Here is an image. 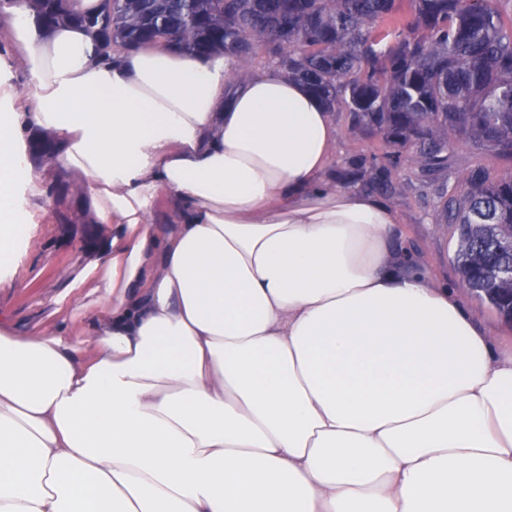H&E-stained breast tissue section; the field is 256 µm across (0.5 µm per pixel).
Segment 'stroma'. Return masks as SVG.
Here are the masks:
<instances>
[{
    "instance_id": "35a3bbf8",
    "label": "stroma",
    "mask_w": 512,
    "mask_h": 512,
    "mask_svg": "<svg viewBox=\"0 0 512 512\" xmlns=\"http://www.w3.org/2000/svg\"><path fill=\"white\" fill-rule=\"evenodd\" d=\"M333 116L337 127L336 152L328 177L337 184L366 191L365 179L350 178L351 160L360 155L384 160L393 156V178L401 185L399 192L385 196V203L398 212L404 232V245L430 267L436 279L456 289L461 301L495 336L500 346L512 350V325L506 323L486 304L465 288L459 269L452 260L457 243L454 225L445 221L443 204L464 193V179L470 169L483 167L497 177L512 176V161L469 144L457 143L448 166L430 176H422L410 160L408 149L388 144L381 135L355 124L349 112L336 107ZM36 223L25 243L23 261L6 281L0 282V318L20 327L34 329L60 323L51 308L42 307L48 295L61 290L69 271L88 259L86 239L110 237L108 224H80L73 200L57 204L51 194L28 199Z\"/></svg>"
}]
</instances>
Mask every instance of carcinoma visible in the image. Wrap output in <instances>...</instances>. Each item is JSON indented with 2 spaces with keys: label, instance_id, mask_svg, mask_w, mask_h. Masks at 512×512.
Here are the masks:
<instances>
[{
  "label": "carcinoma",
  "instance_id": "cac0c4a2",
  "mask_svg": "<svg viewBox=\"0 0 512 512\" xmlns=\"http://www.w3.org/2000/svg\"><path fill=\"white\" fill-rule=\"evenodd\" d=\"M101 0L96 14L74 0H0V13L36 9L42 23L92 29L99 54L111 41L196 55L232 52L243 62L273 46L278 66L339 103L386 142L411 149L425 171L448 165L454 141L512 158V0ZM368 184L396 192L390 169ZM445 205L465 286L503 320L512 303V177L483 168Z\"/></svg>",
  "mask_w": 512,
  "mask_h": 512
}]
</instances>
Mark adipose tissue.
Masks as SVG:
<instances>
[{
  "label": "adipose tissue",
  "mask_w": 512,
  "mask_h": 512,
  "mask_svg": "<svg viewBox=\"0 0 512 512\" xmlns=\"http://www.w3.org/2000/svg\"><path fill=\"white\" fill-rule=\"evenodd\" d=\"M0 33V274L51 140L112 236L0 322V512H512V351L326 181L327 106L229 53L104 60L80 26ZM166 210L167 224L151 219Z\"/></svg>",
  "instance_id": "adipose-tissue-1"
}]
</instances>
